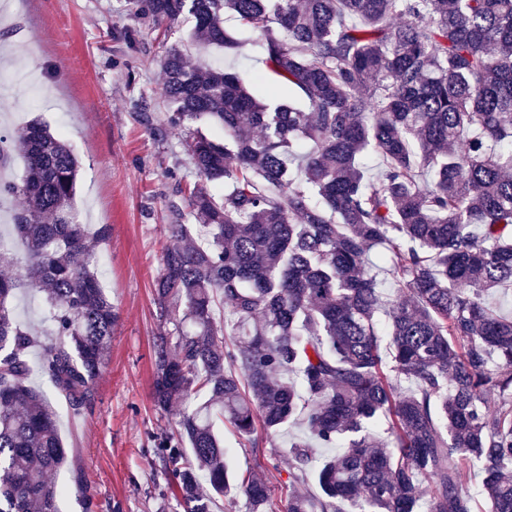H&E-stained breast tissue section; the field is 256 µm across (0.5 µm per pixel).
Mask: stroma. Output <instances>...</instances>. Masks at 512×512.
Returning a JSON list of instances; mask_svg holds the SVG:
<instances>
[{
  "mask_svg": "<svg viewBox=\"0 0 512 512\" xmlns=\"http://www.w3.org/2000/svg\"><path fill=\"white\" fill-rule=\"evenodd\" d=\"M0 10V67L21 81L0 95V136L31 121L62 134L80 161L75 209L89 231L108 226L95 244L97 270L118 320L111 353L91 408L73 416L39 372L29 383L58 412L61 438L72 460L54 474L61 488L59 512H183L153 453V438L174 419L151 398L153 345L173 332L162 321L153 283L167 244V205L177 185L199 180L181 136L166 121L160 57L166 38L134 17L129 0H7ZM236 48H184L196 66H235L260 96L271 82L259 34L243 33L225 16ZM299 427L257 448L240 445L229 427L220 434L230 469L266 475L274 502L285 499L288 440ZM83 476L93 493L85 502L76 488Z\"/></svg>",
  "mask_w": 512,
  "mask_h": 512,
  "instance_id": "35a3bbf8",
  "label": "stroma"
}]
</instances>
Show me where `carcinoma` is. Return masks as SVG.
Here are the masks:
<instances>
[{
  "mask_svg": "<svg viewBox=\"0 0 512 512\" xmlns=\"http://www.w3.org/2000/svg\"><path fill=\"white\" fill-rule=\"evenodd\" d=\"M132 4L155 28L189 20L206 49L233 45L232 11L309 107L272 106L237 70L165 48L167 122L204 180L169 202L154 282L177 326L154 346V406L207 393L155 439L184 512L238 491L248 512H272L270 482L233 475L216 424L255 448L257 428L272 438L298 421L339 451L291 443L286 512H475L467 460L492 512H512V318L486 301L512 288V0ZM11 142L25 171L3 191L20 200L24 257L0 251V266L21 265L0 275V512H58L67 450L26 353L80 416L117 316L73 208L77 156L39 122ZM369 153L384 160L373 179ZM379 244L400 289L386 305L368 261ZM22 288L46 292L50 336L14 319Z\"/></svg>",
  "mask_w": 512,
  "mask_h": 512,
  "instance_id": "obj_1",
  "label": "carcinoma"
}]
</instances>
